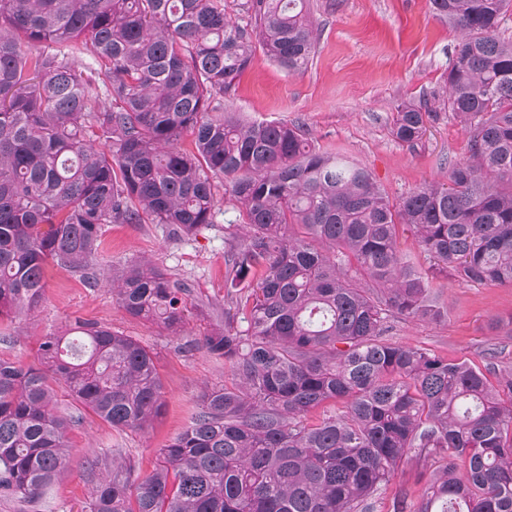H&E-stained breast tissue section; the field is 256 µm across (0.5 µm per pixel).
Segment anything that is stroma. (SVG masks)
Returning a JSON list of instances; mask_svg holds the SVG:
<instances>
[{"mask_svg": "<svg viewBox=\"0 0 512 512\" xmlns=\"http://www.w3.org/2000/svg\"><path fill=\"white\" fill-rule=\"evenodd\" d=\"M318 26L316 53L308 69L291 74L256 54L226 105L251 120L303 125L316 147L337 153L371 170L392 198L445 180L449 160L465 158L467 137L448 113L430 122L414 146L396 141L390 131L397 102L422 99L443 83L452 61L456 32L438 19L429 0H310ZM197 235L176 238L161 224H108L102 236L100 273L121 274L132 262L147 260L173 279L190 284L186 331L202 336L224 323L235 304L227 295L224 261L234 213ZM448 308L433 324L398 320L392 340L431 349L448 360L483 364L488 349L501 348L499 367L512 369V345L488 329L491 319L512 318V287L474 285L448 278L437 285ZM78 319L90 320L133 337L157 353L164 383L165 413L144 432L118 431L58 392L61 412L78 416L69 437L73 452L63 473L37 507L0 497V512H87L95 483L113 459L147 475L164 447L191 421L209 387L231 384L223 360L201 350L180 352V341L158 326L132 320L119 308L105 283L89 288L78 274L58 267L46 272L41 307L16 321H0V357L34 364L43 336L67 331ZM428 464L404 462L380 493L379 512L393 498L420 488Z\"/></svg>", "mask_w": 512, "mask_h": 512, "instance_id": "obj_1", "label": "stroma"}]
</instances>
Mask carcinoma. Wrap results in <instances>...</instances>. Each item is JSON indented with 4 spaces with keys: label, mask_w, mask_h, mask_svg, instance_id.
Instances as JSON below:
<instances>
[{
    "label": "carcinoma",
    "mask_w": 512,
    "mask_h": 512,
    "mask_svg": "<svg viewBox=\"0 0 512 512\" xmlns=\"http://www.w3.org/2000/svg\"><path fill=\"white\" fill-rule=\"evenodd\" d=\"M430 2L458 32L453 60L442 88L396 104L391 131L412 146L449 112L468 155L393 199L302 126L213 104L258 48L307 69L309 0H241L243 25L224 0H0V319L41 304L50 266L96 286L104 224L148 218L189 237L215 223L221 181L244 232L227 252L235 324L180 346L236 382L202 394L148 475L112 460L89 512H376L411 458L432 473L392 512H512L498 352L478 367L389 339L398 319L446 318L442 276L512 285V0ZM402 226L427 268L401 252ZM110 291L131 319L184 335L191 289L166 270L134 264ZM56 382L117 430L145 431L165 408L156 355L94 322L44 337L35 365L0 358V497L36 503L67 464L78 418L58 412Z\"/></svg>",
    "instance_id": "cac0c4a2"
}]
</instances>
